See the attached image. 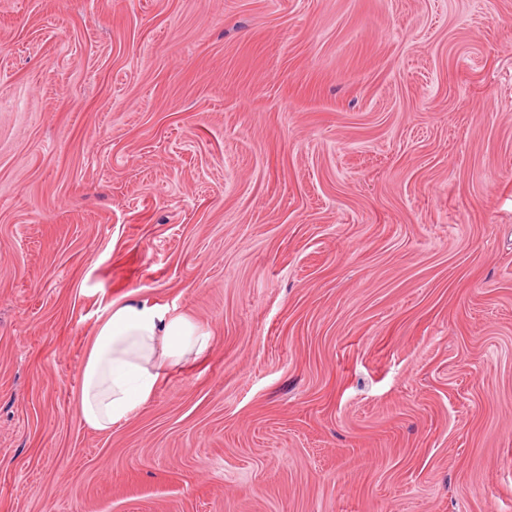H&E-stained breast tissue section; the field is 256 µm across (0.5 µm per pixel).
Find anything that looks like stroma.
Returning a JSON list of instances; mask_svg holds the SVG:
<instances>
[{
  "label": "stroma",
  "mask_w": 512,
  "mask_h": 512,
  "mask_svg": "<svg viewBox=\"0 0 512 512\" xmlns=\"http://www.w3.org/2000/svg\"><path fill=\"white\" fill-rule=\"evenodd\" d=\"M210 333L111 431L107 305ZM512 503V0H0V512Z\"/></svg>",
  "instance_id": "35a3bbf8"
}]
</instances>
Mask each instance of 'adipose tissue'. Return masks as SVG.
Here are the masks:
<instances>
[{
  "mask_svg": "<svg viewBox=\"0 0 512 512\" xmlns=\"http://www.w3.org/2000/svg\"><path fill=\"white\" fill-rule=\"evenodd\" d=\"M208 332L148 299L113 302L81 367L79 412L96 431L111 430L146 404L188 353L202 355Z\"/></svg>",
  "mask_w": 512,
  "mask_h": 512,
  "instance_id": "ef3b65f1",
  "label": "adipose tissue"
}]
</instances>
